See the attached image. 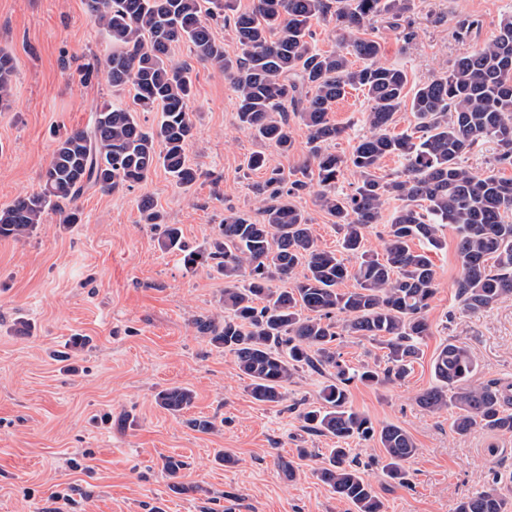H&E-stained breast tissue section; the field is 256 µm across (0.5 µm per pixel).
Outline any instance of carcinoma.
<instances>
[{
  "label": "carcinoma",
  "instance_id": "carcinoma-1",
  "mask_svg": "<svg viewBox=\"0 0 512 512\" xmlns=\"http://www.w3.org/2000/svg\"><path fill=\"white\" fill-rule=\"evenodd\" d=\"M209 4L204 10L201 0H88L109 45L104 61L82 67L81 81L102 72L143 109L161 107L160 119L148 131L137 113L106 105L95 112L91 128L60 137L40 190L0 207V238L31 237L49 211L64 224L78 223L76 202L91 187H131L158 168L178 187L196 182L200 174L186 155L195 133L193 80L188 67L169 59L177 44L190 43L199 61L229 73L240 128L282 153L292 147L286 106L305 98L297 113L309 131L301 177L290 181L273 168L256 185L262 219L231 210L209 247L194 249L177 225L164 223L151 199H141L139 207L145 223L162 228L160 249L184 253L192 269L210 267L224 276L229 315L222 321L199 318L195 325L232 356L254 400L281 402L282 389L305 366L329 373L320 406L301 414L306 428L336 439L319 478L355 512H383L344 444L376 440L383 448L382 475L399 487L409 486L405 464L418 448L403 427L377 428L349 407L348 391L355 381H402L420 359L421 341L429 334L425 312L436 292L431 254L445 247L438 226L457 231L462 275L456 294L465 310L479 312L512 297V180L498 171L512 166V16L501 20L493 42L409 91L407 70L384 62L380 43L365 31L378 16L406 12L410 0H257L247 12L238 11L235 0ZM328 14L336 21L340 50L322 53L312 43L310 22ZM219 20L231 24L241 48L234 61L213 36L212 22ZM13 74L12 57L0 52V103L12 95ZM349 89L362 91L372 105L365 116L369 132L346 157L330 148L344 129L331 123L329 112ZM407 102L416 123L394 135L389 128ZM483 139L495 140L499 153L493 168L478 174L463 159ZM386 157L402 162L388 178L377 175ZM347 170L357 181L352 192L339 193L337 183ZM302 191L313 193L332 217L340 249L319 246L310 217L294 202ZM390 199L400 205L385 225L382 252H370L366 234ZM349 257L355 266L347 265ZM277 277L289 286L272 287ZM347 279L355 286L344 291L340 285ZM338 313L346 315L340 327ZM344 332L387 353L352 367L336 350ZM475 368L469 348L444 345L432 362L435 384L420 393L419 406L432 413L456 408L457 435L478 429L511 434L512 397L498 383L468 384ZM193 399V391L182 386L156 395L157 404L173 414ZM456 512H512V501L491 488L463 498Z\"/></svg>",
  "mask_w": 512,
  "mask_h": 512
}]
</instances>
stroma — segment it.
<instances>
[{"label": "stroma", "mask_w": 512, "mask_h": 512, "mask_svg": "<svg viewBox=\"0 0 512 512\" xmlns=\"http://www.w3.org/2000/svg\"><path fill=\"white\" fill-rule=\"evenodd\" d=\"M505 14L512 0H411L401 22L375 18L367 34L415 85L492 42ZM468 16L480 24L458 36L456 23ZM405 28L415 34L407 52ZM106 48L87 0H0V50L15 65L12 95L0 106V207L39 191L66 131L89 125L104 105L133 107L127 92L77 73ZM170 58L192 70L196 134L188 158L200 178L180 189L159 168L130 188L94 187L77 202L81 223L63 224L51 212L30 238L0 239V512H354L317 476L334 439L308 431L299 417L317 405L327 375L299 372L279 403L252 399L232 356L194 327L197 318L223 315V277L162 251L139 210L140 199L151 198L190 246L207 247L229 210H257L253 187L268 173L249 170L248 156L264 151L271 166L299 170L308 131L290 118L291 150L267 148L239 127L223 70L199 62L184 43ZM369 108L358 90L334 104L329 117L344 133L333 151L352 152L368 131ZM440 235L446 246L432 256L437 288L422 358L404 381L349 388L353 410L374 426L404 427L418 448L406 465L410 485L401 488L370 466L376 441H350L384 512H456L463 498L493 485L512 499V434L460 437L451 412L431 414L416 402L434 385L432 361L450 341L478 358L471 384L512 382V299L465 310L456 297V234L445 226ZM76 336L87 345L59 360ZM172 386L195 394L177 415L155 402ZM194 418L213 421L214 430H195ZM221 451L233 465L218 460ZM169 456L185 463L180 479L163 467ZM282 458L293 461L294 478L281 472Z\"/></svg>", "instance_id": "35a3bbf8"}]
</instances>
